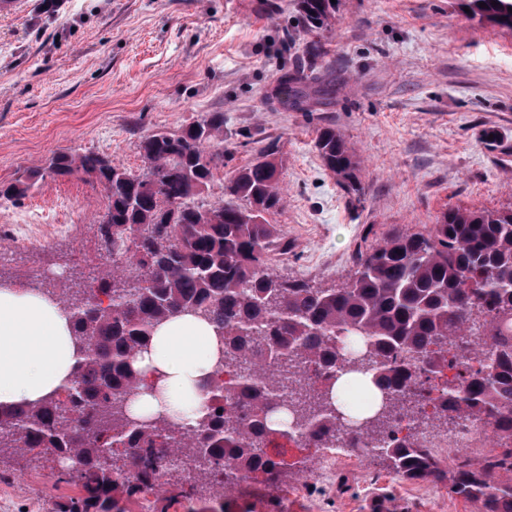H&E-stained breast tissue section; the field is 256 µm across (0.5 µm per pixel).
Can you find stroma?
I'll list each match as a JSON object with an SVG mask.
<instances>
[{
    "mask_svg": "<svg viewBox=\"0 0 512 512\" xmlns=\"http://www.w3.org/2000/svg\"><path fill=\"white\" fill-rule=\"evenodd\" d=\"M0 16V182L55 153L95 151L146 167L142 138L224 115L217 200L237 168L274 145L281 206L269 217L288 243L271 254L285 279L338 288L393 231L426 232L449 207L512 206V31L472 18L460 0H341L320 37L319 73L335 86L301 109L271 98L300 64L310 33L295 0H19ZM336 128L359 161V192L341 186L315 148ZM496 141L484 138L485 132ZM108 200L78 177L0 201V236L17 281L71 275L104 261L98 221ZM274 485L242 486L232 512H477L446 484L398 477L380 456L325 462L312 448L284 457ZM50 459L0 466V512H51L76 495Z\"/></svg>",
    "mask_w": 512,
    "mask_h": 512,
    "instance_id": "stroma-1",
    "label": "stroma"
}]
</instances>
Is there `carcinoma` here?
I'll return each instance as SVG.
<instances>
[{
  "instance_id": "carcinoma-1",
  "label": "carcinoma",
  "mask_w": 512,
  "mask_h": 512,
  "mask_svg": "<svg viewBox=\"0 0 512 512\" xmlns=\"http://www.w3.org/2000/svg\"><path fill=\"white\" fill-rule=\"evenodd\" d=\"M486 3L482 8L479 2ZM339 3L297 0L298 26L322 30ZM472 17L512 31V0H462ZM306 65L285 73L272 98L301 106L316 85L324 44L304 48ZM224 113L211 112L179 134L156 131L139 144L146 171L135 175L98 153L56 154L0 183V200L17 203L48 179L82 174L108 199L99 221L112 263L93 269V287L59 298L85 359L76 387L12 410L0 409V456H70L58 480L79 496L53 512H131L130 505L170 487L171 501H199L202 512H228L224 498L247 474L269 483L281 463L260 455L277 412L304 429L305 447L322 448L355 416L364 455L385 458L403 479L448 482V493L478 512H512V207H454L427 233L393 232L357 257L342 288H312L269 267L281 232L268 216L280 208L274 150L224 179ZM315 148L340 184L359 191L357 157L342 134L320 130ZM195 315L222 337L220 365L243 369L237 388L210 378V411L197 425L130 414L144 387L135 362L154 329ZM369 395L361 405L334 392L336 365ZM463 368L449 385L444 371ZM424 402L444 427L492 421L497 451L449 469L419 435H392L395 418Z\"/></svg>"
}]
</instances>
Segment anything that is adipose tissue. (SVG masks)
<instances>
[{
  "mask_svg": "<svg viewBox=\"0 0 512 512\" xmlns=\"http://www.w3.org/2000/svg\"><path fill=\"white\" fill-rule=\"evenodd\" d=\"M219 346L214 328L192 317L160 326L150 352L138 360L148 387L131 412L196 424L209 406L203 383L218 367ZM84 357L61 304L32 286H0V408L59 392L73 381Z\"/></svg>",
  "mask_w": 512,
  "mask_h": 512,
  "instance_id": "1",
  "label": "adipose tissue"
}]
</instances>
